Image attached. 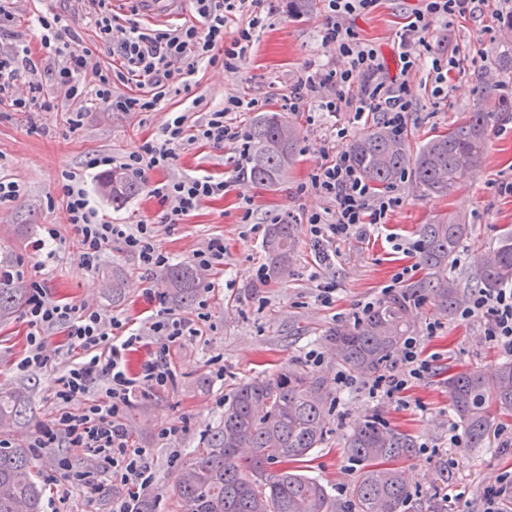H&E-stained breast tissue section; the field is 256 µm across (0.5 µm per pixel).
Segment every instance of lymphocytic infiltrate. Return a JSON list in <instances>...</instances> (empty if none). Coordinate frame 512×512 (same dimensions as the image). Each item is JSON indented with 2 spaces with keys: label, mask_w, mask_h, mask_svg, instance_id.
<instances>
[{
  "label": "lymphocytic infiltrate",
  "mask_w": 512,
  "mask_h": 512,
  "mask_svg": "<svg viewBox=\"0 0 512 512\" xmlns=\"http://www.w3.org/2000/svg\"><path fill=\"white\" fill-rule=\"evenodd\" d=\"M485 2L421 0L411 21L397 34L399 73L391 76L376 48L361 42L354 30L343 24L348 16L372 11L378 0H326L321 45L333 59L306 64L303 77L285 99V109L295 112L307 105L312 112L333 118L346 112L356 122L376 114L393 134H402L412 110V77L426 72L431 96L444 98L450 75L460 68L457 51L429 50L433 21L475 17ZM191 5L197 22L160 30L143 29L134 22L119 26L109 0H90L88 20L96 41L118 60L117 65L97 70L98 84L91 94L100 106L112 112H151L162 100L164 88L177 86L191 92L189 78L201 64H219L227 72H239L255 30L264 28L274 12L272 0H191ZM241 11L249 14L247 27L227 30L229 16ZM13 22V13L0 5V104L28 114L56 109L54 98L43 85L48 79L74 102L68 123L70 129H78L84 118L80 103L89 94L79 77L92 68V50L83 47L80 33L60 13L38 16L40 44L54 56L47 78H39L30 48L10 43ZM116 84L125 86V93H113ZM256 105V100L229 96L198 125L188 124L186 113H170L160 137L143 140L137 150L123 157L122 166L133 177L143 179L169 168L178 150L198 141L217 149L233 142L240 159H247L248 133L231 126L227 116L253 110ZM335 130L336 139L332 147L324 149L323 162L308 182L297 188L298 193L312 192L329 201L327 208L303 215L311 237L319 242L344 240L357 235L364 225L384 223L401 204L399 197L372 192L345 147L346 126L336 125ZM227 186V180L211 176L156 181L150 194L163 209L160 221L149 218L130 226L97 220L86 190L75 176H68L62 186L63 202L67 222L78 236L81 266L97 268L115 242L136 255L146 270L167 266L168 255L154 245L159 224H179L205 201L223 195ZM44 268V262H37L26 283L22 318L28 327L27 351L17 369L23 373L54 370L56 410L28 445L37 449L80 448L95 457V466L83 470L60 460L59 480L67 486L95 489L110 482L149 488L154 472L147 451L129 446L124 417L136 393L171 384L175 375L165 356L144 362L134 374L128 372L126 358L148 334L164 338L169 345L200 336V325L208 319V303L199 301L195 317L183 318L166 307L163 292H154L159 309L144 334L96 307L52 300L42 278ZM457 318L462 322L481 320L485 340L512 355V286L494 292L471 290L458 308ZM441 328V323L432 322L425 336L407 337L391 371L369 383L370 398L383 403L401 400L415 381L429 374L432 361L424 354L423 339L436 336ZM58 329L66 336L72 354L59 371L54 368L58 352L48 341L49 331ZM99 382L106 388L96 398L92 389Z\"/></svg>",
  "instance_id": "obj_1"
}]
</instances>
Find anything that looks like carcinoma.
<instances>
[{"label": "carcinoma", "instance_id": "carcinoma-1", "mask_svg": "<svg viewBox=\"0 0 512 512\" xmlns=\"http://www.w3.org/2000/svg\"><path fill=\"white\" fill-rule=\"evenodd\" d=\"M512 119V93L500 94L493 109H476L465 121L448 126L410 155L404 139L382 126L350 145L359 171L373 186L388 188L411 173L426 196L453 194L461 175L480 165L490 131ZM251 181L273 186L293 163L297 132L280 112L255 115L248 127ZM119 208L140 191V184L114 171L103 184ZM425 276L380 301L356 326L330 331L336 360L345 370L376 376L387 367L403 340L413 335L411 300H431L436 313L450 317L459 304L457 280L448 260L472 236V226L458 213L421 225ZM296 247L295 225L271 224L263 252L268 274L286 272ZM13 255L0 251V318L20 309L27 289L10 277ZM166 284L172 302L187 306L194 298L196 269L188 263L170 266ZM488 292L512 284V231L501 235L486 253L478 273ZM448 402L473 448L487 438L493 412L512 416V359L487 382L472 369L448 375ZM331 381L301 365L287 364L274 373L242 381L224 405V419L202 438V450L180 472L176 494L185 512H344L328 488L296 467L328 435ZM29 401L18 392L0 391V432L21 428L30 420ZM346 454L363 471L350 492L355 512H403L410 499L395 462L416 451L414 438L371 417L348 435ZM43 493L28 448H0V512H42Z\"/></svg>", "mask_w": 512, "mask_h": 512}]
</instances>
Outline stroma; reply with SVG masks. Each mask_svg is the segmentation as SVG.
<instances>
[{
	"label": "stroma",
	"mask_w": 512,
	"mask_h": 512,
	"mask_svg": "<svg viewBox=\"0 0 512 512\" xmlns=\"http://www.w3.org/2000/svg\"><path fill=\"white\" fill-rule=\"evenodd\" d=\"M275 5L266 28L254 36L240 72L232 74L219 66L201 65L190 78L191 95L167 92L154 112H106L90 104L83 126L73 130L66 122V112L55 109L38 114L34 121L40 130L34 133L26 114L0 111V176L20 186L17 199L0 204V218L11 225H59L56 257L44 270L52 299L96 306L127 318L136 329L146 332L155 311L149 292L165 287L161 271L141 268L136 257L117 244L106 251L96 269L83 268L77 235L66 222L62 174H75L100 219L135 224L159 215V204L145 188L122 208L113 209L111 199L101 189L111 166H93V159L109 156L114 163L121 162L142 139L159 134L168 112H187L190 123L195 124L230 95L257 99L262 112L281 111L285 96L293 90L306 63L324 58L320 37L324 10L319 7L294 17L288 13L286 0H276ZM419 5V0H381L374 11L351 17L348 24L391 67L397 54L396 34ZM12 7L17 42L34 50L38 68L53 61L35 35L37 17L48 11L75 18L84 46L95 47L96 37L86 20V0H12ZM497 8L496 0H489L474 19L434 22L429 39L432 50L452 42L459 45L462 56L494 57L502 45L512 43V36L499 27ZM425 78L422 72L414 78L413 117L405 134L406 146L413 152L434 131L446 128L466 112L491 107L502 86L512 85V73L495 68L482 80L469 73L452 79L448 97L441 100L423 88ZM290 118L299 134V154L285 180L275 187L232 182L237 157L230 143L221 149L202 142L186 146L166 171L149 175L153 181L213 176L230 182L224 196L206 201L174 229L160 228L154 239L156 248L174 264L190 262L193 251L210 238L222 237L225 247L223 266L202 274L196 291L197 298L209 303V319L201 326V336L169 349L167 359L176 374L174 384L138 395L126 414L125 427L132 446L147 449L153 462L155 480L150 491L155 497V512H182L175 493L178 473L194 458L201 437L222 420L224 403L236 383L283 364H305V355L313 348L323 354L321 372L335 377L338 365L327 333L350 325L349 315L357 302L382 299L383 288L408 264V257L394 250V242L417 240L420 225L435 216L448 212L465 215L473 235L449 267L465 295L476 286L482 255L495 246L504 229H512V195L499 191L500 182L512 181L509 121L492 128L482 165L463 175L453 195L423 196L413 178L404 177L389 188L402 202L389 214L386 224L364 236L326 243L329 258L320 261L302 214L322 209L326 201L316 194L297 195L296 189L321 163V146L331 120L311 119L305 109L291 113ZM246 196L253 209L247 221L241 208ZM278 214L291 215L297 226L298 249L283 275L261 280L257 272L265 265L264 228ZM116 264L128 272L123 302L117 306L112 303V267ZM322 281L336 285L332 304H323L318 298ZM412 319L419 336L428 323L438 320L443 324L438 335L425 342L427 351L438 358L433 371L415 382L402 406L372 402L359 386L335 394L329 439L305 463L303 472L326 485L340 503H347L361 466L345 455L346 437L354 426L375 416L382 424L402 429L416 442L428 445L427 450L416 451L402 464L411 493L405 512H477L487 488L512 471V447L502 446L503 440L512 438V418H494L484 447H449L448 430L456 420L448 404L445 380L449 370L457 368H474L485 378H493L504 355L484 341L478 322L439 319L430 301L413 306ZM25 334L20 314L0 320V390L26 392L33 411L32 423L13 433L19 440L36 435L55 410L51 375L15 369L25 353ZM216 358L224 366L220 378L212 365ZM164 428L171 434L163 439L159 432ZM450 458L455 459V468H448Z\"/></svg>",
	"instance_id": "stroma-1"
}]
</instances>
